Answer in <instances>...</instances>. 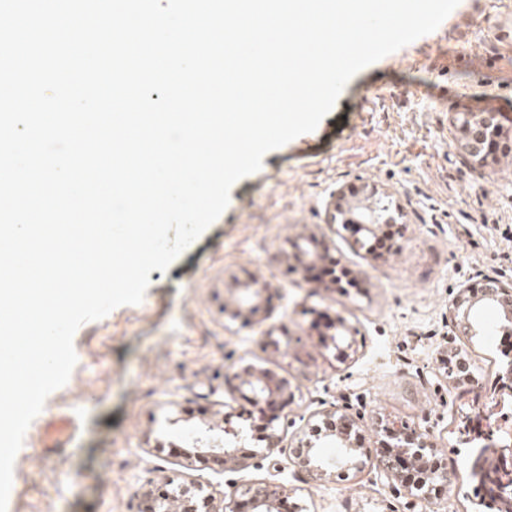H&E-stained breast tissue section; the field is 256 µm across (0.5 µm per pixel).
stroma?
Returning <instances> with one entry per match:
<instances>
[{"label":"stroma","mask_w":512,"mask_h":512,"mask_svg":"<svg viewBox=\"0 0 512 512\" xmlns=\"http://www.w3.org/2000/svg\"><path fill=\"white\" fill-rule=\"evenodd\" d=\"M512 0H460L431 34L360 70L310 133L265 155L232 188L224 213L167 271H152L144 299L83 324L77 364L28 427L7 512H137L143 494L195 483L214 508L241 485L266 482L288 512H421L393 491L376 458L362 471L296 473L290 449L326 413L360 412L361 447H380L386 420L428 432L457 477L436 512H475L461 466L463 425L503 401L500 336L457 335L452 300L494 278L512 283ZM498 112L483 159L461 148L465 112ZM376 190L391 222L370 247L331 215L348 187ZM322 250L358 285L307 276L305 251ZM260 294L243 307L241 289ZM345 323L350 348L334 343ZM464 352L473 379L447 377ZM288 382L277 421L232 374ZM70 423L58 447L45 426ZM281 447L258 441L265 424ZM240 430L245 469L201 462L196 439Z\"/></svg>","instance_id":"obj_1"}]
</instances>
